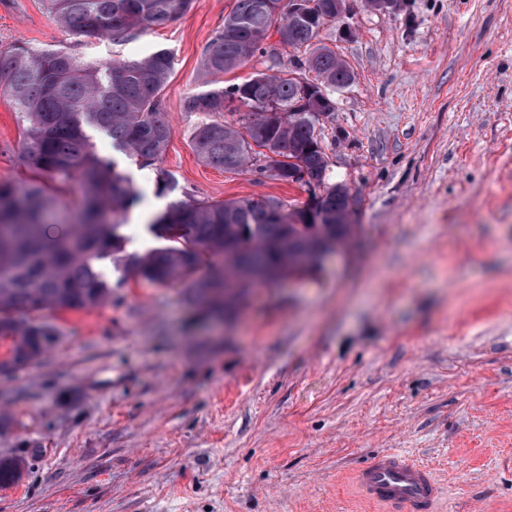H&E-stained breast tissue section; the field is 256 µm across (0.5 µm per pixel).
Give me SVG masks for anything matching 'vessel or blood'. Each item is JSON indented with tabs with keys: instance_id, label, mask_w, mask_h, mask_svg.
<instances>
[{
	"instance_id": "vessel-or-blood-1",
	"label": "vessel or blood",
	"mask_w": 512,
	"mask_h": 512,
	"mask_svg": "<svg viewBox=\"0 0 512 512\" xmlns=\"http://www.w3.org/2000/svg\"><path fill=\"white\" fill-rule=\"evenodd\" d=\"M354 482L360 498L376 506L409 505L413 512H427L438 494L429 469L389 452L356 471Z\"/></svg>"
}]
</instances>
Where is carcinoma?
<instances>
[{"instance_id":"1","label":"carcinoma","mask_w":512,"mask_h":512,"mask_svg":"<svg viewBox=\"0 0 512 512\" xmlns=\"http://www.w3.org/2000/svg\"><path fill=\"white\" fill-rule=\"evenodd\" d=\"M344 0H306L298 20L283 17L273 26L267 0H236L224 25L206 45L201 59V88L184 101V111L207 120L193 131L192 146L207 164L226 172L248 166L286 183L295 162L306 170L304 185H318L323 197L287 209L274 199L226 200L219 204L178 201L149 224L163 245L142 256H124L121 225L113 219L129 209L137 195L118 168L98 158L85 133L90 121L112 137L116 148L142 166L163 154L171 127L159 110L158 96L172 68L164 50L131 62L85 63L67 50L35 51L23 44L0 50V87L11 98L20 120L29 125L27 150L41 170L76 177L84 196L67 230L47 234L50 200L38 185L0 184V374L36 360L55 328L34 316L46 309H89L103 303L112 287L105 262L124 273L156 283L187 280L207 256H222L216 267L218 287L259 264L286 274L295 271L294 256L316 247L343 245L354 225L342 224L347 188L329 183L320 118L310 115L313 100L332 96L352 80L349 66L315 40L320 28L336 19ZM192 0H46L47 9L74 34L134 37L150 26L176 21ZM288 47H309V56L290 61L291 68L317 75L309 82L310 100L300 103L289 74L260 72L242 84L220 86L216 77L264 52L270 31ZM248 111L222 120L234 103ZM22 463L0 458V486L17 483Z\"/></svg>"}]
</instances>
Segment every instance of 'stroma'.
<instances>
[{
    "label": "stroma",
    "instance_id": "stroma-1",
    "mask_svg": "<svg viewBox=\"0 0 512 512\" xmlns=\"http://www.w3.org/2000/svg\"><path fill=\"white\" fill-rule=\"evenodd\" d=\"M235 0H193L177 21L121 42L75 36L43 0H0V49L83 60L173 57L159 105L172 128L156 166L121 158L138 194L123 250L170 200L270 198L307 188L226 172L192 147L183 101ZM320 43L348 64L319 129L331 182L352 196L353 239L320 268L225 301L107 268L104 305L47 312L39 359L0 377V456L24 460L0 512H380L350 476L396 451L438 485L430 512H512V0H347ZM293 49L220 75L227 86ZM0 94V182L43 185L58 213L79 180L32 162ZM177 183L158 194L157 171Z\"/></svg>",
    "mask_w": 512,
    "mask_h": 512
}]
</instances>
